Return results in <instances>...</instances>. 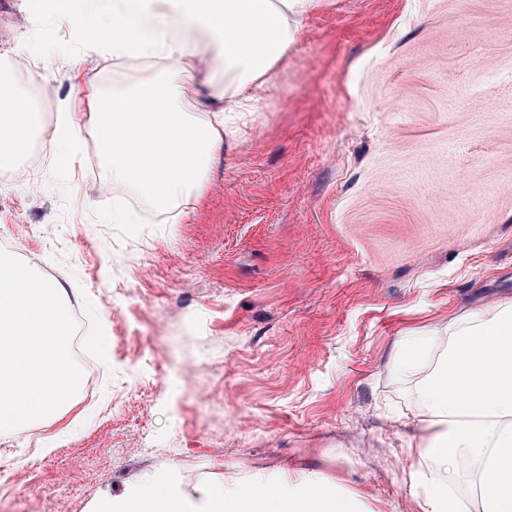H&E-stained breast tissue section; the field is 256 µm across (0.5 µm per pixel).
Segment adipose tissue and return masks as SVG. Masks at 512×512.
<instances>
[{"label": "adipose tissue", "instance_id": "adipose-tissue-1", "mask_svg": "<svg viewBox=\"0 0 512 512\" xmlns=\"http://www.w3.org/2000/svg\"><path fill=\"white\" fill-rule=\"evenodd\" d=\"M75 33L94 17L112 32V59L144 60L120 89L88 79L100 157L113 181L168 212L205 188L218 153L255 112L289 49L321 0H78ZM196 66L193 84L182 73ZM0 71V168L41 128L28 93ZM399 375L422 373L421 413L409 449L420 512H512V299L460 311L442 334L410 336L389 358ZM469 454L470 492L454 490L455 454ZM90 512H364L358 497L315 470L280 468L183 489L168 469L137 478L123 497L102 496Z\"/></svg>", "mask_w": 512, "mask_h": 512}]
</instances>
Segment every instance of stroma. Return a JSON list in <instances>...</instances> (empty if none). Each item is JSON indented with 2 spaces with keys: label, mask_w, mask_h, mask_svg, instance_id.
Returning <instances> with one entry per match:
<instances>
[{
  "label": "stroma",
  "mask_w": 512,
  "mask_h": 512,
  "mask_svg": "<svg viewBox=\"0 0 512 512\" xmlns=\"http://www.w3.org/2000/svg\"><path fill=\"white\" fill-rule=\"evenodd\" d=\"M76 0H0V65L29 62L50 110L112 42L63 25ZM167 224H116L92 126L37 187L0 180V240L81 303L102 381L36 422L55 448L0 512H88L168 467L185 487L320 471L370 512H418L420 405L388 358L449 312L512 298V0H327ZM168 328L158 332L156 324Z\"/></svg>",
  "instance_id": "1"
}]
</instances>
